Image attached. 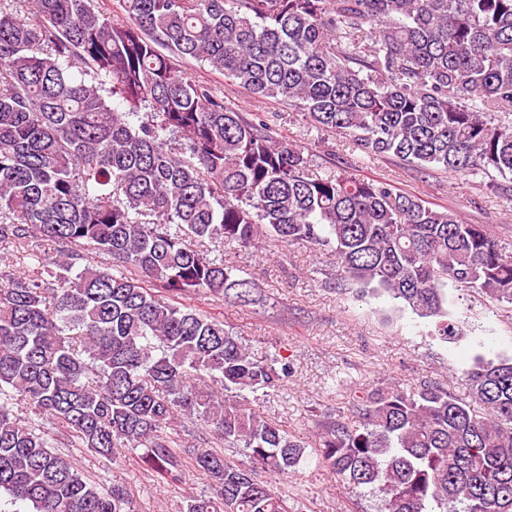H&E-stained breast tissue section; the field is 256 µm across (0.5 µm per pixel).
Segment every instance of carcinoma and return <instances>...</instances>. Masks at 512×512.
Returning <instances> with one entry per match:
<instances>
[{
    "instance_id": "cac0c4a2",
    "label": "carcinoma",
    "mask_w": 512,
    "mask_h": 512,
    "mask_svg": "<svg viewBox=\"0 0 512 512\" xmlns=\"http://www.w3.org/2000/svg\"><path fill=\"white\" fill-rule=\"evenodd\" d=\"M118 6L123 20L95 0H0V246L37 266L0 272V496L26 512H134L63 443L139 449L171 482L203 470L211 493L183 512H297L259 472L296 474L307 447L250 400L291 367L179 302L255 301L258 283L199 245H306L336 285L432 319L444 342L465 335L448 286L512 304V251L345 161L313 173L275 116L244 119L181 66L204 62L368 156L487 177L512 199V0ZM464 378L462 396L431 379L350 391L347 414L318 423L321 462L376 512H512V356L478 354ZM182 418L248 461L189 455L171 433Z\"/></svg>"
}]
</instances>
